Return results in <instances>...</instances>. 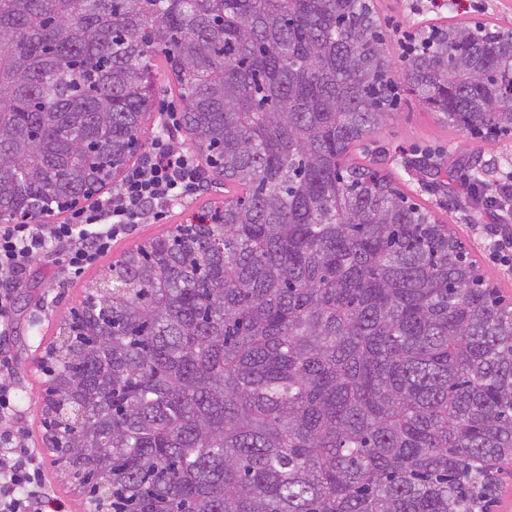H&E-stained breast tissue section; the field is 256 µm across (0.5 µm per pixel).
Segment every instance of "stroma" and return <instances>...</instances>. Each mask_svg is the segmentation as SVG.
<instances>
[{
  "mask_svg": "<svg viewBox=\"0 0 512 512\" xmlns=\"http://www.w3.org/2000/svg\"><path fill=\"white\" fill-rule=\"evenodd\" d=\"M372 4L375 15L386 29L389 56L397 63L407 53L409 35L417 24L426 20L466 25L471 17L480 15L503 28L512 27V0H475L466 13L457 12L452 0H372ZM476 155L488 164L492 180L501 181L504 174L498 160L502 157L512 159V137L477 139L445 127L407 89L403 90L400 105L383 127L370 140L352 144L348 153L350 161L377 168L405 194L426 207L436 220L448 224L467 248L470 260L475 262L486 282L495 286L505 299L511 300L512 269L491 255L483 227L499 223L512 225V212L503 214L479 204L469 180L464 177L453 181L452 191H437L428 171L419 168L408 171L402 166L404 160L424 156L443 163L451 157L464 161ZM236 192V187L231 185L209 184L205 192L170 218L135 225L129 235L113 242L109 253L77 275L63 274L44 257H34L21 281L13 287L12 307L5 317L8 333L0 335V360L8 359L9 364L0 369V381L15 388L21 409L15 428L19 430L23 444L33 449L43 482L62 502L66 512H84L85 494L68 469L54 468L48 463L51 451L43 427L46 377L37 371L35 358L42 355L53 341L71 307L124 252L152 239L168 236L176 225L184 223L198 210L219 208Z\"/></svg>",
  "mask_w": 512,
  "mask_h": 512,
  "instance_id": "35a3bbf8",
  "label": "stroma"
}]
</instances>
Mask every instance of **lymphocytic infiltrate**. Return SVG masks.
<instances>
[{"instance_id":"1","label":"lymphocytic infiltrate","mask_w":512,"mask_h":512,"mask_svg":"<svg viewBox=\"0 0 512 512\" xmlns=\"http://www.w3.org/2000/svg\"><path fill=\"white\" fill-rule=\"evenodd\" d=\"M180 110L179 104L160 101L161 131L107 195L73 209L57 224L0 225V317L10 305L11 285L23 277L33 255H50L63 270L78 273L144 217L164 219L167 210L183 205L203 188L197 154L176 142ZM0 447L13 452L8 463L0 462V512H61L60 501L42 487L33 450L22 445L19 435L1 430Z\"/></svg>"}]
</instances>
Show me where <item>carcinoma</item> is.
I'll use <instances>...</instances> for the list:
<instances>
[{
	"mask_svg": "<svg viewBox=\"0 0 512 512\" xmlns=\"http://www.w3.org/2000/svg\"><path fill=\"white\" fill-rule=\"evenodd\" d=\"M402 79L512 133L500 42ZM170 70L188 145L250 197L128 252L51 371L105 512H477L512 460V308L391 182L346 162L396 105L363 0H0V215L107 186Z\"/></svg>",
	"mask_w": 512,
	"mask_h": 512,
	"instance_id": "cac0c4a2",
	"label": "carcinoma"
}]
</instances>
